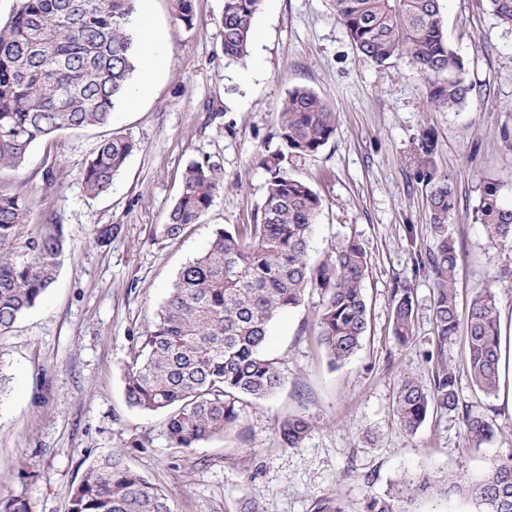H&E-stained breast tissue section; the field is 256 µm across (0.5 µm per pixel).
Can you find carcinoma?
Wrapping results in <instances>:
<instances>
[{
    "mask_svg": "<svg viewBox=\"0 0 512 512\" xmlns=\"http://www.w3.org/2000/svg\"><path fill=\"white\" fill-rule=\"evenodd\" d=\"M356 50L378 66L406 58L425 77L428 101L461 110L475 89L463 60L451 49L439 0H332ZM498 23L512 28V0H490ZM261 0H223L220 22L225 58L249 53ZM136 0H17L11 21L0 26V338L33 309L55 282L66 249L64 224L54 211L38 212L28 190L1 183L26 162L33 147L63 130L104 127L115 105L126 99L139 65L130 32ZM174 22L192 29L195 0H173ZM336 113L318 94L289 92L279 112V149L265 156V192L251 224L215 229L209 247L186 264L142 336L124 371L128 404L142 412H163L174 448H195L240 425L241 404L263 399L283 383L281 362L268 355L270 325L282 311L304 304L317 292L315 326L330 364H345L370 330L364 293L368 256L354 238L343 240L319 264L309 258V238L322 208L311 185L292 174L293 165L314 157L333 138ZM140 149L130 136L103 140L81 172L91 197L107 193L129 157ZM434 142L428 133L418 147L420 174L430 185L427 228L435 249L417 266L434 280L433 320L436 363L423 383L404 376L397 382L393 414L412 434L430 417L458 410L455 370L444 346L459 327L455 270L456 240L448 221L456 206L453 178L436 172ZM224 191V171L193 160L165 224L177 238L199 222ZM479 221L491 241H512V205L501 186L484 183ZM412 289L395 290L392 332L400 344L413 334ZM500 313L491 289L471 300L467 315L466 366L485 395L501 381ZM469 447L478 449L494 434L485 416L462 413ZM312 423L304 416L277 425L279 441L299 447ZM478 512H512V454L491 463L479 481L454 483ZM448 492V478L430 471L404 475L385 498L370 497L363 512H414L416 500ZM69 512H173L170 492L148 481L112 452L91 461L74 489Z\"/></svg>",
    "mask_w": 512,
    "mask_h": 512,
    "instance_id": "obj_1",
    "label": "carcinoma"
}]
</instances>
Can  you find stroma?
Listing matches in <instances>:
<instances>
[{
    "mask_svg": "<svg viewBox=\"0 0 512 512\" xmlns=\"http://www.w3.org/2000/svg\"><path fill=\"white\" fill-rule=\"evenodd\" d=\"M448 37L476 89L459 111L429 103L426 80L407 60L379 67L354 47L330 0H263L249 55L225 59L222 0H195L196 22L173 21L171 0H138L134 32L152 68L133 76L112 123L39 142L15 179L65 226L67 249L40 303L0 344L9 381L0 392V497L28 500L32 512H67L86 463L121 451L125 462L173 495L174 512H315L343 498L360 512L400 475L431 469L450 480H479L492 459L512 453V397L475 389L463 366L465 337L446 349L456 371L459 409L415 433L393 416L397 381H428L436 349L433 278L416 260L434 241L427 229L430 187L414 153L431 132L437 171L454 178L449 228L460 248L461 306L489 287L504 329L512 328V244L489 241L477 220L485 182L512 203V29L489 0H440ZM307 88L337 114L336 134L293 168L323 200L310 258L320 262L341 239L365 248L364 292L371 334L345 365L331 366L314 328L318 293L273 324L269 352L284 370L273 396L242 406L241 436L192 449L171 447L165 414L131 408L123 371L179 271L209 246L215 228L247 224L260 204L266 151L279 145L278 113L289 92ZM129 135L140 149L111 190L86 194L79 179L105 138ZM203 158L224 169V190L178 238L165 234L185 166ZM54 185L45 188V162ZM117 226L95 243V227ZM407 286L415 299L413 335L392 334L391 299ZM492 421L493 439L469 447L463 410ZM302 415L312 431L300 447L280 444L276 427Z\"/></svg>",
    "mask_w": 512,
    "mask_h": 512,
    "instance_id": "35a3bbf8",
    "label": "stroma"
}]
</instances>
